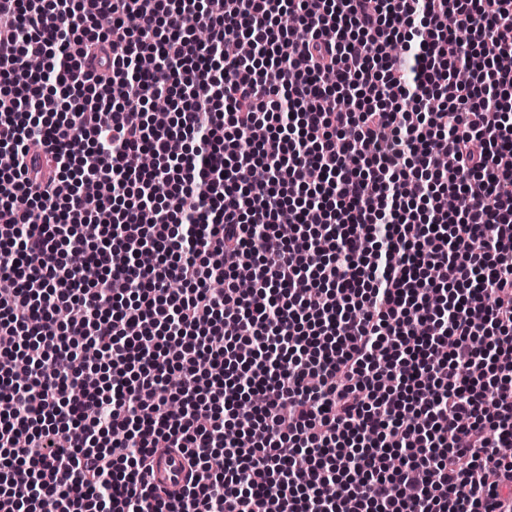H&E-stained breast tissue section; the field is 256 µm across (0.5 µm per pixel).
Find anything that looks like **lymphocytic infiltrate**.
<instances>
[{
  "mask_svg": "<svg viewBox=\"0 0 512 512\" xmlns=\"http://www.w3.org/2000/svg\"><path fill=\"white\" fill-rule=\"evenodd\" d=\"M506 58L512 0H0V512H512ZM183 466L184 461L180 456L158 453L154 457L153 474H149V480L154 485L182 483L185 479Z\"/></svg>",
  "mask_w": 512,
  "mask_h": 512,
  "instance_id": "f902f5d3",
  "label": "lymphocytic infiltrate"
}]
</instances>
